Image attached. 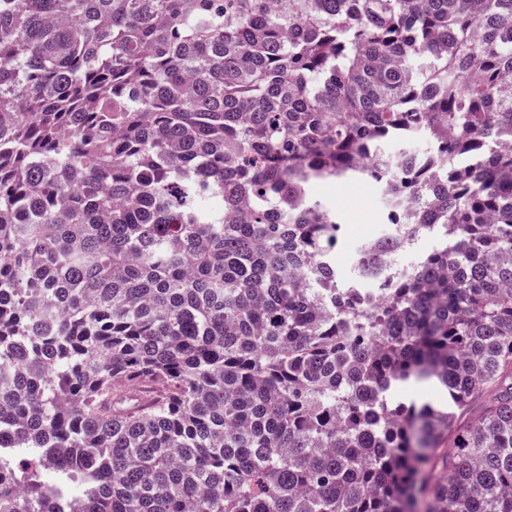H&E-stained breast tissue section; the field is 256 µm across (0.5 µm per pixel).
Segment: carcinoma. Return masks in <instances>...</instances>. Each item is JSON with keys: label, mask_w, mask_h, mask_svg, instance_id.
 Here are the masks:
<instances>
[{"label": "carcinoma", "mask_w": 512, "mask_h": 512, "mask_svg": "<svg viewBox=\"0 0 512 512\" xmlns=\"http://www.w3.org/2000/svg\"><path fill=\"white\" fill-rule=\"evenodd\" d=\"M269 2L0 0V512H512V0ZM310 194L323 205L336 210L343 232L331 259L339 281H353L361 244L371 238L387 235L394 228L388 221L383 188L371 178L355 181L341 179L330 184H316L311 187Z\"/></svg>", "instance_id": "carcinoma-1"}]
</instances>
